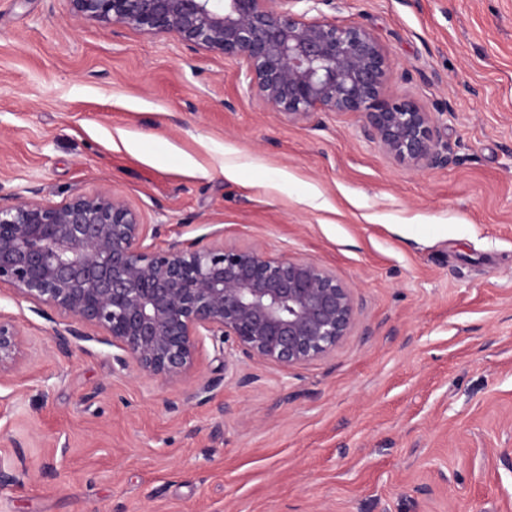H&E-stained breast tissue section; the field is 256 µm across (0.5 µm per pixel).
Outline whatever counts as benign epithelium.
<instances>
[{"mask_svg": "<svg viewBox=\"0 0 512 512\" xmlns=\"http://www.w3.org/2000/svg\"><path fill=\"white\" fill-rule=\"evenodd\" d=\"M74 14L246 59L250 87L272 111L295 120L357 112L364 132L391 158L422 169L450 164L433 113L384 96L387 56L362 26L305 22L298 0H70ZM162 225L101 189L61 205L18 195L0 204V285L71 318L53 328L68 357L90 338L118 350L123 370L163 385L196 370L205 340L223 355L292 368L328 356L357 320L351 289L328 269L258 246L217 239L156 245ZM0 313V375L23 347Z\"/></svg>", "mask_w": 512, "mask_h": 512, "instance_id": "1", "label": "benign epithelium"}]
</instances>
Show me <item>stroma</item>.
<instances>
[{
	"label": "stroma",
	"mask_w": 512,
	"mask_h": 512,
	"mask_svg": "<svg viewBox=\"0 0 512 512\" xmlns=\"http://www.w3.org/2000/svg\"><path fill=\"white\" fill-rule=\"evenodd\" d=\"M294 10L367 28L386 97L435 113L451 163L395 161L356 112L272 111L244 59L0 0L1 204L106 188L158 246L220 231L327 268L358 307L331 355L226 364L208 342L163 385L94 339L60 357L65 316L1 286L25 345L0 381V512H512V0Z\"/></svg>",
	"instance_id": "1"
}]
</instances>
